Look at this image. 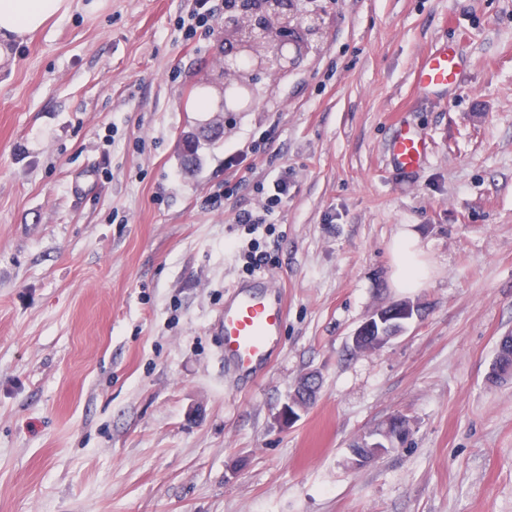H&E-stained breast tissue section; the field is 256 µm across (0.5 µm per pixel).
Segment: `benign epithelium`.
Listing matches in <instances>:
<instances>
[{
    "mask_svg": "<svg viewBox=\"0 0 512 512\" xmlns=\"http://www.w3.org/2000/svg\"><path fill=\"white\" fill-rule=\"evenodd\" d=\"M322 30L321 13L310 0H231L224 5V43L221 54L228 65L244 55L249 66L224 81L219 108L230 113L258 80L276 70L283 75L294 69L300 56L312 49V37ZM415 306L404 303L391 310H377L353 336L359 351H378L402 332L403 321L412 318Z\"/></svg>",
    "mask_w": 512,
    "mask_h": 512,
    "instance_id": "7a95c632",
    "label": "benign epithelium"
}]
</instances>
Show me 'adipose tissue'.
<instances>
[{"label": "adipose tissue", "instance_id": "obj_1", "mask_svg": "<svg viewBox=\"0 0 512 512\" xmlns=\"http://www.w3.org/2000/svg\"><path fill=\"white\" fill-rule=\"evenodd\" d=\"M71 0H0V39L23 41L54 18L68 14ZM396 287H421L426 269L419 259L417 244L412 235L399 237L392 248Z\"/></svg>", "mask_w": 512, "mask_h": 512}]
</instances>
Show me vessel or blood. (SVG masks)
<instances>
[{"instance_id":"vessel-or-blood-1","label":"vessel or blood","mask_w":512,"mask_h":512,"mask_svg":"<svg viewBox=\"0 0 512 512\" xmlns=\"http://www.w3.org/2000/svg\"><path fill=\"white\" fill-rule=\"evenodd\" d=\"M458 74V56L450 46L422 57L414 83L419 91L430 94L447 89ZM429 150L427 137L404 125L395 128L388 145L394 165L405 170L421 167ZM285 315L283 298L275 291L272 277L259 275L229 287L219 336L225 366L245 384L258 383L278 356Z\"/></svg>"}]
</instances>
